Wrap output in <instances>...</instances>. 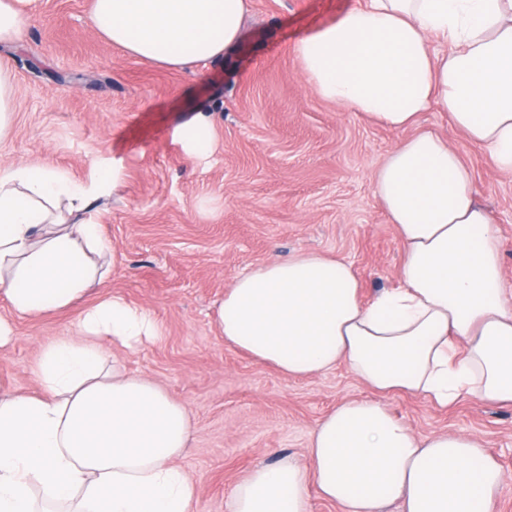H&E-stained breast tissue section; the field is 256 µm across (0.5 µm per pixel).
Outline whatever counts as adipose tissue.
<instances>
[{
    "mask_svg": "<svg viewBox=\"0 0 512 512\" xmlns=\"http://www.w3.org/2000/svg\"><path fill=\"white\" fill-rule=\"evenodd\" d=\"M248 0H91L90 28L130 56L181 69L240 41ZM444 43L435 51L432 39ZM314 92L400 133L372 173L403 246L397 287L361 298L351 264L316 253L235 276L217 306L226 344L284 377L338 364L372 392L336 404L305 459L254 467L229 512H491L504 474L472 437L418 438L389 410L410 393L446 406L466 396L512 404V293L494 220L458 151L420 123L448 112L490 164L512 172V0H365L299 39ZM88 181L26 163L0 166V296L21 318L83 303L68 335L41 346V394L0 397V512H37L35 489L72 512H195L178 460L187 408L111 349L156 342L157 321L119 296L92 299L109 249L95 220L119 172Z\"/></svg>",
    "mask_w": 512,
    "mask_h": 512,
    "instance_id": "ef3b65f1",
    "label": "adipose tissue"
}]
</instances>
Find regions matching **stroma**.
<instances>
[{
	"label": "stroma",
	"instance_id": "obj_1",
	"mask_svg": "<svg viewBox=\"0 0 512 512\" xmlns=\"http://www.w3.org/2000/svg\"><path fill=\"white\" fill-rule=\"evenodd\" d=\"M357 2L249 0L237 46L184 70L112 47L86 23L90 0H33L20 40L0 45V68L14 81L0 165H48L85 181L100 158L121 172L96 216L111 245L100 292L160 325L154 344L117 357L188 407L194 435L180 464L198 485L196 512H225L251 469L305 457L315 424L336 403L368 394L342 364L284 378L225 344L214 322L237 273L299 252L352 264L367 300L398 283L402 248L369 175L400 136L316 95L291 52ZM197 115L213 133L203 159L187 157L176 134ZM421 123L465 159L478 202L496 220L512 289V173L489 166L447 113L431 109ZM77 314L17 320L0 297V318L13 327L0 348V395L37 391L40 346L66 335ZM388 406L417 436L478 440L506 477L493 512H512V404L466 398L439 407L401 395Z\"/></svg>",
	"mask_w": 512,
	"mask_h": 512
}]
</instances>
